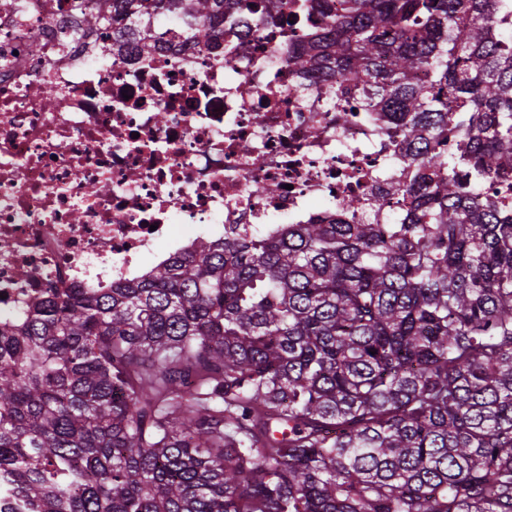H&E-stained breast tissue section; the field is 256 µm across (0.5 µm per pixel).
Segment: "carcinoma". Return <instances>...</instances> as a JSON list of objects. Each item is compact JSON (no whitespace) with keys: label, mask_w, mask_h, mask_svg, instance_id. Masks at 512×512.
Returning a JSON list of instances; mask_svg holds the SVG:
<instances>
[{"label":"carcinoma","mask_w":512,"mask_h":512,"mask_svg":"<svg viewBox=\"0 0 512 512\" xmlns=\"http://www.w3.org/2000/svg\"><path fill=\"white\" fill-rule=\"evenodd\" d=\"M400 115L397 224L202 239L0 321V512H512V0H308ZM288 0H99L211 42ZM428 73L419 83L413 75Z\"/></svg>","instance_id":"obj_1"}]
</instances>
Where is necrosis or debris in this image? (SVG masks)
Segmentation results:
<instances>
[{
	"label": "necrosis or debris",
	"instance_id": "obj_1",
	"mask_svg": "<svg viewBox=\"0 0 512 512\" xmlns=\"http://www.w3.org/2000/svg\"><path fill=\"white\" fill-rule=\"evenodd\" d=\"M98 7L0 0V321L56 290L148 277L235 227L352 224V198L386 224L406 209L396 116L292 62L316 14L286 37L225 30L218 49L179 25L73 36Z\"/></svg>",
	"mask_w": 512,
	"mask_h": 512
}]
</instances>
